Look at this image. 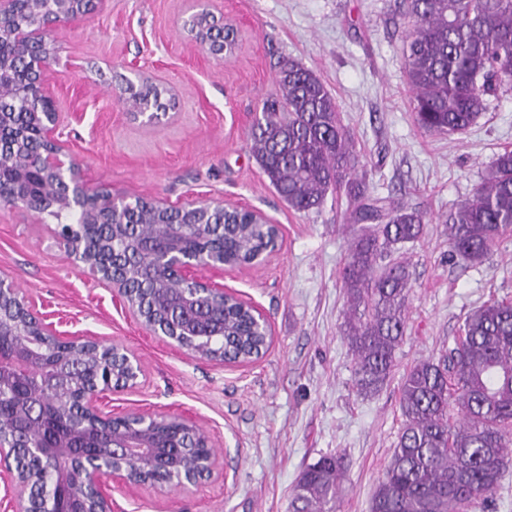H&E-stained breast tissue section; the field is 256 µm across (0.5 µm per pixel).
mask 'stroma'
I'll return each instance as SVG.
<instances>
[{
	"mask_svg": "<svg viewBox=\"0 0 512 512\" xmlns=\"http://www.w3.org/2000/svg\"><path fill=\"white\" fill-rule=\"evenodd\" d=\"M204 8L238 30L226 61L201 53L182 26ZM404 31L400 0H105L54 28L45 86L60 112L58 137L90 188L176 207L243 205L280 230L261 264L224 275V287L261 310L272 331L264 355L227 366L150 335L113 300L109 281L68 258L55 218L0 205V276L26 305L68 335L141 360L134 386L107 394L101 409L186 416L210 438L211 475L165 492L106 481L114 512H289L302 472L327 454L345 465L340 512H370L401 433L406 372L438 358L472 309L492 297L512 301V235L471 264L449 259L446 224L496 154L512 149V90L465 133L425 132L412 111ZM289 60L325 82L369 182L432 217L405 249L412 291L395 367L368 397L356 392L343 336L341 273L358 232L344 221L348 200L331 195L319 211L293 210L250 149L253 116L278 95L276 74ZM142 76L165 91L166 109L150 126L121 99L126 81Z\"/></svg>",
	"mask_w": 512,
	"mask_h": 512,
	"instance_id": "35a3bbf8",
	"label": "stroma"
}]
</instances>
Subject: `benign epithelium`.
Here are the masks:
<instances>
[{"instance_id":"1","label":"benign epithelium","mask_w":512,"mask_h":512,"mask_svg":"<svg viewBox=\"0 0 512 512\" xmlns=\"http://www.w3.org/2000/svg\"><path fill=\"white\" fill-rule=\"evenodd\" d=\"M17 0H0V46L8 44L14 53L23 56L27 63L25 92L36 97L42 108L34 114L33 139L16 138L11 146L10 167L18 186L29 178L42 184L36 194L23 199V206L35 214H42L48 207L74 210L84 218L79 234L62 233L61 240L75 261L85 268L112 282L119 300L131 310H136L128 299L127 290L112 277V258L95 254L90 238L101 224H111L130 205L124 198H114L103 190H93L84 180L82 170L65 146L55 137L59 112L55 101L44 87V74L50 65L51 49L48 38L59 23L90 13L94 0H26L28 12H35L41 5H53V13L43 25L33 28L16 17L14 4ZM184 29L196 36L197 47L209 58L221 62L235 53L224 41L209 37V13L202 11L184 20ZM37 141L43 145L41 165L33 170L28 166L29 144ZM224 212V204L199 200L178 209L184 214ZM146 248L154 258L161 279L171 283H196L197 296L186 300L182 307L169 312V325L146 322L150 331L169 339L177 346L185 347L184 339L191 337L199 343L194 353L205 358L206 340L224 330L223 308L215 302L224 298L237 299L234 294L220 288L215 278L224 277L228 266L224 258L210 253L201 260L197 251L185 248L176 239L150 241ZM206 269L210 273L202 280L197 272ZM23 321L31 333L8 341L0 346V383L10 382L14 387L13 427L23 436L32 458L39 467L30 468L25 474L10 470L11 485L7 491L15 502L14 512H44L40 507L37 482L44 483V496L55 497L53 512H112V502L102 488V479L112 475L129 486L149 484L160 491L172 487L185 488L205 475L215 466V456L207 453L201 460L200 471L183 474L171 469L167 456L162 452L170 448L165 442L166 429L171 422L201 437L202 447L211 448L210 441L195 422L184 416H159L131 413L122 416L136 425L127 430H114L116 417L106 415L98 406L100 395L112 386H101L96 374H91L87 385L76 400L84 416L78 421L68 418L60 402L39 396L32 388L35 377L49 381L51 389L67 388L73 371L74 355L87 360L86 368L92 369L90 359L102 352L117 357L122 373L138 378L141 362L135 353L118 345L107 346L91 337L64 338L51 323L32 312L18 298L13 281L0 277V336L13 335V325ZM52 341L60 347L53 362H47L43 348ZM80 455L81 464L60 467V463ZM137 457L144 461L146 470L132 475L124 462Z\"/></svg>"}]
</instances>
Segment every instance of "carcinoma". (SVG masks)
<instances>
[{
    "instance_id": "cac0c4a2",
    "label": "carcinoma",
    "mask_w": 512,
    "mask_h": 512,
    "mask_svg": "<svg viewBox=\"0 0 512 512\" xmlns=\"http://www.w3.org/2000/svg\"><path fill=\"white\" fill-rule=\"evenodd\" d=\"M404 45L412 106L420 128L439 136L461 134L488 110L489 97L512 87V0H407ZM281 94L262 102L250 129L253 153L278 195L309 213L328 194L349 199V221L361 224L342 270L349 308L345 337L354 355L357 392L381 390L395 366L404 336L403 311L411 293L406 262L394 253L417 242L427 212L397 206L356 173L358 154L336 102L321 79L295 61L280 67ZM137 106L159 105L163 90L142 82L131 91ZM13 127L29 121L24 93L15 101ZM224 263L243 265L277 238L275 226L254 213L229 209L224 217ZM184 219L137 207L112 226L96 230L104 249L116 250L113 273L134 300L144 302L156 284L143 277L134 252L138 233L166 232ZM512 232V150L498 153L482 173L472 197L450 215L448 256L483 262ZM243 305L224 303V333L206 343L210 358L242 362L258 358L268 338L250 326ZM8 391H0L4 439L11 422ZM403 427L371 512H469L499 482L512 447V302L490 299L464 319L460 336L438 360H425L406 374L400 396ZM176 471L197 469L193 455L172 452ZM342 457H321L295 487L290 512H336Z\"/></svg>"
}]
</instances>
